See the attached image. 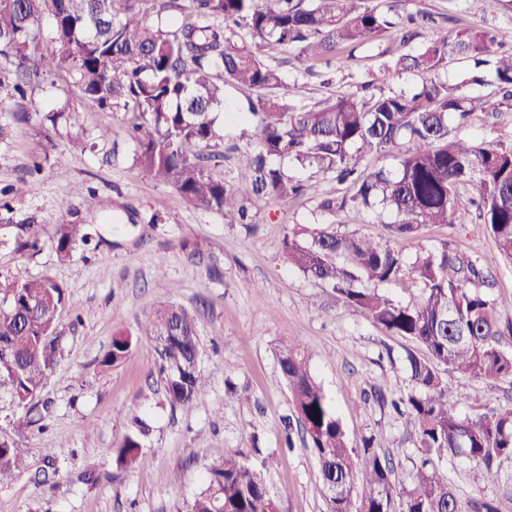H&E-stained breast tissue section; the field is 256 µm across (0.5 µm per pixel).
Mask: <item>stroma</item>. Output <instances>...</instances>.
I'll use <instances>...</instances> for the list:
<instances>
[{
  "label": "stroma",
  "mask_w": 512,
  "mask_h": 512,
  "mask_svg": "<svg viewBox=\"0 0 512 512\" xmlns=\"http://www.w3.org/2000/svg\"><path fill=\"white\" fill-rule=\"evenodd\" d=\"M396 20L425 15L429 21L403 41L402 29L356 49L353 59L305 72L294 53L277 54L283 93L296 110L370 84L384 92L412 87L411 73L386 74V57L418 51L473 26L508 28L512 9L491 14L482 0H384ZM66 112L69 123L51 127L45 115ZM121 108L97 112L80 104L72 77L55 71L26 85L22 97L0 104V276L17 281L50 278L66 302L59 316L58 361L40 394L48 407L42 420L25 426L26 415L0 394V437L24 448L28 472L0 475V512H187L202 476L227 455H240L261 470L284 512H331L315 457L306 449L286 386L278 384L277 347L299 340L351 443L375 436L394 461L396 482L408 485L419 457L417 437L391 408L371 396L377 380L398 397L410 390L403 369L410 340L390 335L346 307L330 288L289 266L283 239L295 225L334 223L390 239L406 262L422 249L449 247L467 253L482 268L486 293L512 320V263L500 255L477 212L454 225H431L414 238H389L390 214L330 215L323 197L346 194L348 185L327 181L315 169L284 162L305 181L306 195L275 204L257 202L254 224L186 203L169 184L156 181L135 162L136 145ZM252 120H217L218 137L200 154L211 173L232 183L237 157L250 145ZM463 135L475 142L512 143V109L494 118L474 114ZM95 194L98 205L84 200ZM31 219L40 247L18 250L17 226ZM84 225L88 244L60 259L57 225ZM178 302L199 316L200 369L208 392L191 412L172 408L154 367L147 335L150 310ZM137 341L114 367L100 361L116 331ZM442 377L459 418L512 404V383L484 381L448 370ZM140 417L150 431L145 464L122 468L115 451ZM463 458L439 462L440 473L464 501L497 499L512 512V462L498 481L474 485ZM55 470L39 487L32 471Z\"/></svg>",
  "instance_id": "1"
}]
</instances>
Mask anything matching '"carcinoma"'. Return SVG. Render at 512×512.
Masks as SVG:
<instances>
[{
  "mask_svg": "<svg viewBox=\"0 0 512 512\" xmlns=\"http://www.w3.org/2000/svg\"><path fill=\"white\" fill-rule=\"evenodd\" d=\"M0 0V56L17 59L15 81L0 78V102L23 85L54 71L72 74L82 104L99 111L122 106L133 114L135 161L158 181L173 185L201 210L254 223L251 199L286 202L303 196L304 183L271 162L286 159L348 181L352 194L328 197L319 208L334 214L346 207L368 212L380 206L396 214L387 225L392 237H415L428 224H453L474 207L501 255L512 260V144H474L458 135L475 112L495 116L512 107V53L498 57L491 70L497 92L480 95L469 83L450 84L439 70L451 56L475 66L495 45H512V28H470L450 41L432 42L400 56L395 72H415V89L374 92L362 85L303 111L279 92L281 79L267 59L294 51L299 67L339 48L355 50L388 32L395 22L378 4L365 0ZM53 19L55 48L44 54L32 46L34 26L44 13ZM246 27L255 42L237 40ZM256 92L249 112L258 118L256 147L240 161L239 178L252 198L214 178L195 149L217 137L213 112L224 104V85ZM407 146L392 170L358 168L363 151L393 152ZM473 185L463 198L459 189ZM87 242L81 224H59L55 247L60 259L77 242ZM19 247L36 250L35 226H20ZM288 263L332 288L338 300L361 312L394 336L422 345L430 358L406 353L403 368L411 384L393 407L413 426L421 458L409 486L392 480L391 460L375 439L352 446L327 396L310 370L301 342L278 348L279 380L289 391L306 448L315 457L330 494L332 512H500L491 500L463 502L436 462L464 457L474 462L472 481L492 480L495 467L512 461V405L493 408L475 420L453 411L440 368L484 380H512V322L502 324L496 305L481 289L486 276L471 257L458 251L427 250L405 271L402 256L365 234L341 232L333 224H300L284 239ZM409 273L420 286L414 304H400L379 292V284ZM63 288L50 278L24 283L0 277V393L31 411L58 354L59 308ZM156 367L165 381L166 400L188 413L207 391L198 368L200 341L194 312L176 302L149 315ZM132 335L112 336L101 365L116 366L132 351ZM147 426L121 441L116 463L145 462L142 436ZM28 470L23 449L0 440V473ZM369 491L358 494V484ZM188 512H282L260 470L235 456L213 464Z\"/></svg>",
  "mask_w": 512,
  "mask_h": 512,
  "instance_id": "1",
  "label": "carcinoma"
}]
</instances>
